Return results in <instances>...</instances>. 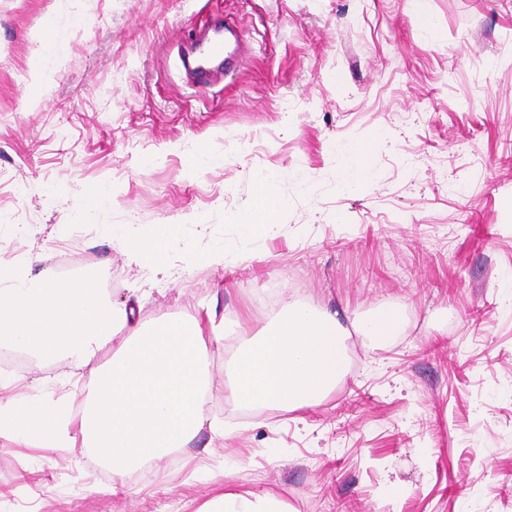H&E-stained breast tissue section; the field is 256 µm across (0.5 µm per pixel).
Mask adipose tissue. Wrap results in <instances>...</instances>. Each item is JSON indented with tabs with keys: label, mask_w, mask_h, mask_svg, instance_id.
Instances as JSON below:
<instances>
[{
	"label": "adipose tissue",
	"mask_w": 512,
	"mask_h": 512,
	"mask_svg": "<svg viewBox=\"0 0 512 512\" xmlns=\"http://www.w3.org/2000/svg\"><path fill=\"white\" fill-rule=\"evenodd\" d=\"M177 225H157L147 240L122 235L142 263L163 264ZM128 307L107 303L90 277H30L27 265L0 268V346L38 359L71 357L92 375L81 411L41 387L24 386L0 399V438L39 448H88L116 477L192 448L202 429L224 437V425L206 421L211 393L209 360L222 336L216 313L199 307L185 318L134 322ZM347 329L318 307L284 308L261 335L241 348L229 386L245 407L297 409L317 404L343 373ZM200 512H288L270 494L223 493Z\"/></svg>",
	"instance_id": "ef3b65f1"
}]
</instances>
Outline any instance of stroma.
Returning <instances> with one entry per match:
<instances>
[{
  "label": "stroma",
  "mask_w": 512,
  "mask_h": 512,
  "mask_svg": "<svg viewBox=\"0 0 512 512\" xmlns=\"http://www.w3.org/2000/svg\"><path fill=\"white\" fill-rule=\"evenodd\" d=\"M217 16L249 51L208 90L178 50ZM340 145L364 150L358 192ZM268 171L280 230L243 240ZM0 215L32 274L94 275L144 320L215 305L204 411L230 431L199 434L203 474L173 454L118 495L87 449L1 439L0 512H200L228 482L292 512H512V0H0ZM128 224L179 225L163 267L114 239ZM295 299L351 329L343 376L311 407H236L244 335ZM382 309L394 336L356 334ZM4 374L77 404L89 388L66 356Z\"/></svg>",
  "instance_id": "stroma-1"
}]
</instances>
